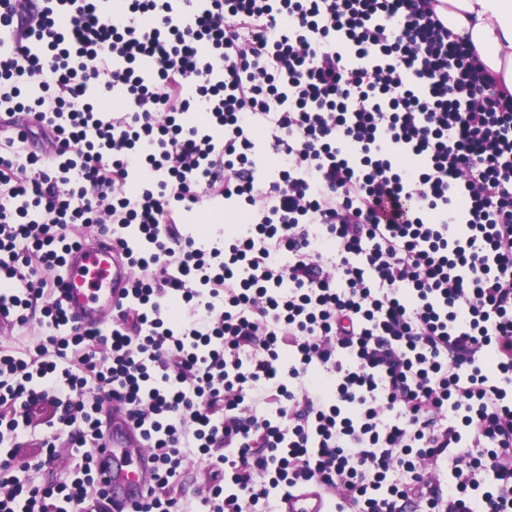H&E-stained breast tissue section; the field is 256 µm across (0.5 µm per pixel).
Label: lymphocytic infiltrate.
<instances>
[{
  "label": "lymphocytic infiltrate",
  "instance_id": "obj_1",
  "mask_svg": "<svg viewBox=\"0 0 512 512\" xmlns=\"http://www.w3.org/2000/svg\"><path fill=\"white\" fill-rule=\"evenodd\" d=\"M122 2L0 0V320L45 332L0 347V444L39 422L35 467L65 430L97 447L119 398L154 453L138 512H184L194 452L206 512L307 484L336 512H512V93L434 0ZM205 196L249 232L183 236ZM91 226L136 267L104 330L55 297ZM79 470L0 472V512H110L94 456ZM253 159L255 161L256 176L262 181L268 182L277 175L276 156L266 151L261 143L258 144ZM180 488L178 495L182 501L190 504L194 510H199V492L211 483L212 473L205 460L191 456L181 469Z\"/></svg>",
  "mask_w": 512,
  "mask_h": 512
}]
</instances>
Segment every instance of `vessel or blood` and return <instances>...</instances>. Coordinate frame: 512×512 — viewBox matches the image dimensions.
I'll return each instance as SVG.
<instances>
[{
  "instance_id": "b4317fda",
  "label": "vessel or blood",
  "mask_w": 512,
  "mask_h": 512,
  "mask_svg": "<svg viewBox=\"0 0 512 512\" xmlns=\"http://www.w3.org/2000/svg\"><path fill=\"white\" fill-rule=\"evenodd\" d=\"M135 276V267L117 242L98 235L65 254L58 298L78 325L102 328L107 314L125 301ZM146 446L124 405L113 402L111 436L97 451L96 464L121 512H133L147 495L154 463ZM279 512H330V502L325 492L305 488L282 499Z\"/></svg>"
}]
</instances>
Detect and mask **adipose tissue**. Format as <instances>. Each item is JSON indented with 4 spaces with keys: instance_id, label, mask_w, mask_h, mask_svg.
<instances>
[{
    "instance_id": "ef3b65f1",
    "label": "adipose tissue",
    "mask_w": 512,
    "mask_h": 512,
    "mask_svg": "<svg viewBox=\"0 0 512 512\" xmlns=\"http://www.w3.org/2000/svg\"><path fill=\"white\" fill-rule=\"evenodd\" d=\"M436 12L512 91V0H438Z\"/></svg>"
}]
</instances>
